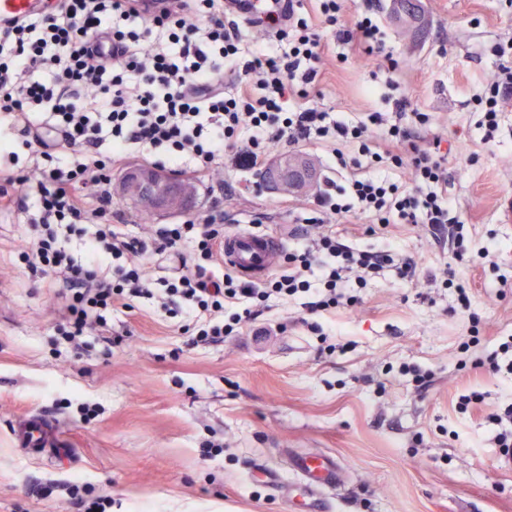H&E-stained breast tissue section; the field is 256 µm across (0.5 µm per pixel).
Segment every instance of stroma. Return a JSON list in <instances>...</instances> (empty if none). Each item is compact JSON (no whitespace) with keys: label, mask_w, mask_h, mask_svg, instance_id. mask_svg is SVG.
<instances>
[{"label":"stroma","mask_w":512,"mask_h":512,"mask_svg":"<svg viewBox=\"0 0 512 512\" xmlns=\"http://www.w3.org/2000/svg\"><path fill=\"white\" fill-rule=\"evenodd\" d=\"M422 6L428 38L381 24L403 91L450 148L448 193L472 219L478 254L457 271L489 350L512 336V292L495 290L499 275L512 280V223L498 217L512 197V107L485 145L473 99L495 65L490 45L512 35V0ZM383 67L352 50L343 62L328 57L312 104L390 112L392 101L370 92ZM248 177L230 158L220 187L178 175L193 188L192 213L219 199L236 230L287 238L309 191L248 189ZM335 229L359 248L413 258L415 281L389 272L359 290L356 305L307 317L297 301L273 298L217 343L197 341L199 312L172 318L157 299L132 298L74 345L56 328V291L30 281L18 261L34 227L0 219V512H77L79 497L104 499L106 512H306L304 481L275 485L267 471L321 454L340 469L333 512H512L496 426L454 410L471 390L488 408L512 400V377L460 365L468 320L454 290L431 282L447 250L420 228L374 229L355 213ZM406 364L433 372L428 390L416 392ZM26 418L58 430L57 444L18 447L13 430Z\"/></svg>","instance_id":"1"}]
</instances>
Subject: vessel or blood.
I'll return each mask as SVG.
<instances>
[{
  "mask_svg": "<svg viewBox=\"0 0 512 512\" xmlns=\"http://www.w3.org/2000/svg\"><path fill=\"white\" fill-rule=\"evenodd\" d=\"M224 11L250 21L265 17L263 0H224ZM281 250L279 238L261 231H240L224 238V265L242 279L258 282L274 268ZM16 436L25 448L35 451L48 445L50 431L34 423L17 431ZM295 472L305 479L311 492V512H326V492L338 483L335 463L305 459L297 464Z\"/></svg>",
  "mask_w": 512,
  "mask_h": 512,
  "instance_id": "b4317fda",
  "label": "vessel or blood"
}]
</instances>
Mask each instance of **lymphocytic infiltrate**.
<instances>
[{"instance_id": "lymphocytic-infiltrate-1", "label": "lymphocytic infiltrate", "mask_w": 512, "mask_h": 512, "mask_svg": "<svg viewBox=\"0 0 512 512\" xmlns=\"http://www.w3.org/2000/svg\"><path fill=\"white\" fill-rule=\"evenodd\" d=\"M275 52L250 48L239 27L224 17V0H49L40 12L0 26V115L10 118L27 150L24 165L0 167V216L31 224L38 234L20 256L30 279L52 278L65 296L58 327L68 340L87 328L106 327L115 301L140 297L161 285V305L208 313L197 330L202 341L232 335L262 314L256 303L271 296L307 295L304 309L331 312L357 303L348 283L367 287L395 271L412 281L414 260L392 249H358L331 223L356 211L375 224H415L448 249L441 284L455 289L478 346L481 315L455 266L472 250L471 227L448 195V153L429 138V113L400 93L397 64L385 84L394 90L391 115L364 112L339 117L305 105L334 46L361 45L386 52L381 0H362L348 12L345 0H269ZM496 68L477 98L484 142H492L499 117L512 104V37L491 48ZM307 144L329 148L337 178L317 189L301 228L300 246L271 279L245 283L223 265L224 208L215 204L173 224L132 236L113 225L112 172L133 155L161 168L212 182L225 156L258 173L273 148ZM71 156L59 160V148ZM398 170V180L376 176ZM86 240L84 257L60 244L66 235ZM175 264L171 276L154 277L156 256ZM118 261L115 273L102 269ZM322 272L320 288L308 275ZM235 313H226L227 305Z\"/></svg>"}]
</instances>
